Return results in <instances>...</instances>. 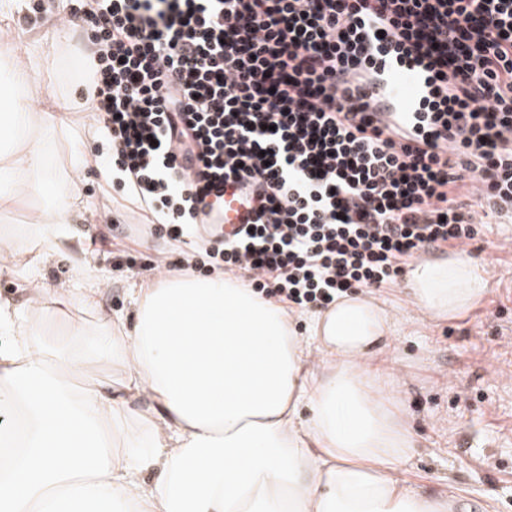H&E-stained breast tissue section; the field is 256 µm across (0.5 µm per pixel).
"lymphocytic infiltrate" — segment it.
Here are the masks:
<instances>
[{
	"instance_id": "1",
	"label": "lymphocytic infiltrate",
	"mask_w": 512,
	"mask_h": 512,
	"mask_svg": "<svg viewBox=\"0 0 512 512\" xmlns=\"http://www.w3.org/2000/svg\"><path fill=\"white\" fill-rule=\"evenodd\" d=\"M62 3L95 46L84 81L113 188L260 296L325 308L512 222V0ZM390 45L445 84L418 146L341 92L376 79L360 58ZM225 180L258 221L220 240L205 198Z\"/></svg>"
}]
</instances>
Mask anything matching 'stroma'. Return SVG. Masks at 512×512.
Wrapping results in <instances>:
<instances>
[{"label": "stroma", "instance_id": "stroma-1", "mask_svg": "<svg viewBox=\"0 0 512 512\" xmlns=\"http://www.w3.org/2000/svg\"><path fill=\"white\" fill-rule=\"evenodd\" d=\"M58 11L59 0H25L23 10L35 52L50 64L40 71L39 83L53 90L75 83L64 48L88 47L77 27L60 41L54 31ZM80 195L94 219L71 225L73 252L103 276L106 287L98 313L74 309L70 317L90 322L130 312L131 290L154 277L147 264L164 240L146 233L127 252L111 251L98 243L99 234L122 236L126 225L141 222L140 210L104 192L93 176L81 180ZM468 255L484 271L488 293L448 321L419 320L400 287L376 290L394 314L392 345L400 362L381 391L391 395L415 442L405 465L412 492L450 491L469 512L484 505L490 512H512V223L482 225ZM33 277L49 288L82 285L68 260L55 259L0 277V294L27 306Z\"/></svg>", "mask_w": 512, "mask_h": 512}]
</instances>
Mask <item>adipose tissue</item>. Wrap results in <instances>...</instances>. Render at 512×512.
I'll return each mask as SVG.
<instances>
[{"mask_svg": "<svg viewBox=\"0 0 512 512\" xmlns=\"http://www.w3.org/2000/svg\"><path fill=\"white\" fill-rule=\"evenodd\" d=\"M23 5L0 9V212L49 186L54 203L33 218L44 261L72 253L78 190L56 173L87 157L58 138L91 101L57 94L33 111L16 94L38 63L14 25ZM77 272L87 287L31 283L25 314L0 298V512H455L454 495L415 494L403 477L412 441L376 392L396 364L376 297L338 298L301 336L244 279L186 271L133 289L131 315L89 324L63 315L97 311L104 281ZM405 291L438 322L478 306L487 281L455 254L410 264ZM93 362L121 370V397Z\"/></svg>", "mask_w": 512, "mask_h": 512, "instance_id": "ef3b65f1", "label": "adipose tissue"}]
</instances>
